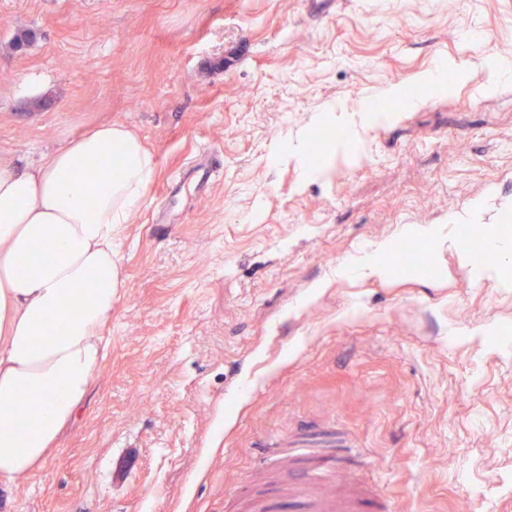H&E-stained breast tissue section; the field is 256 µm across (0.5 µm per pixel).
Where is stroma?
Listing matches in <instances>:
<instances>
[{
  "mask_svg": "<svg viewBox=\"0 0 512 512\" xmlns=\"http://www.w3.org/2000/svg\"><path fill=\"white\" fill-rule=\"evenodd\" d=\"M492 55L512 56V0H0V162L111 122L158 162L109 355L0 512H297L270 445L318 426L368 449L367 512H512V262L465 261L512 240V80L478 92ZM442 60L471 81L388 108L304 175L315 131ZM203 149L211 179L174 190ZM452 214L455 245L399 234ZM386 240L427 272L341 274Z\"/></svg>",
  "mask_w": 512,
  "mask_h": 512,
  "instance_id": "stroma-1",
  "label": "stroma"
}]
</instances>
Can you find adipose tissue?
I'll return each mask as SVG.
<instances>
[{"mask_svg": "<svg viewBox=\"0 0 512 512\" xmlns=\"http://www.w3.org/2000/svg\"><path fill=\"white\" fill-rule=\"evenodd\" d=\"M157 167L112 123L0 163V483L40 468L87 397L120 298L118 240Z\"/></svg>", "mask_w": 512, "mask_h": 512, "instance_id": "obj_1", "label": "adipose tissue"}]
</instances>
